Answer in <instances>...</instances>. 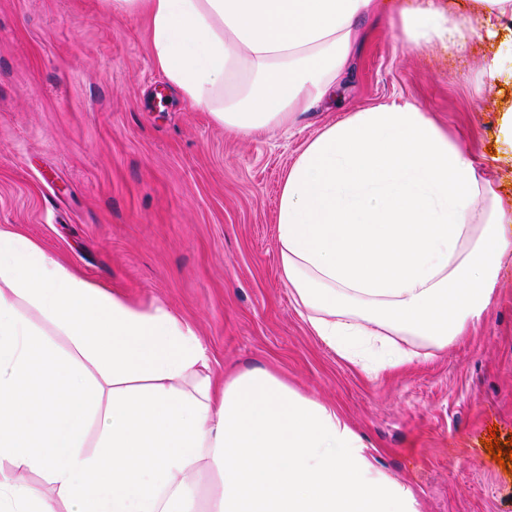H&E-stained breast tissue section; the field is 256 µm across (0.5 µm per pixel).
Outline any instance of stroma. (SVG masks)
<instances>
[{
  "label": "stroma",
  "instance_id": "35a3bbf8",
  "mask_svg": "<svg viewBox=\"0 0 512 512\" xmlns=\"http://www.w3.org/2000/svg\"><path fill=\"white\" fill-rule=\"evenodd\" d=\"M379 0L336 101L290 130L247 137L193 107L153 62L140 14L107 0H0V228L19 232L132 303L165 304L219 374L271 368L335 405L407 481L422 512H512V472L483 441L512 439V260L466 336L370 376L315 336L279 275L285 175L326 126L410 102L478 156L503 195L499 141L512 86L474 81L512 20L465 52L409 47Z\"/></svg>",
  "mask_w": 512,
  "mask_h": 512
}]
</instances>
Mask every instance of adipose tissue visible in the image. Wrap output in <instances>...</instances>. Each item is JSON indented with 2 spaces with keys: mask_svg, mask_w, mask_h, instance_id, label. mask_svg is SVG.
<instances>
[{
  "mask_svg": "<svg viewBox=\"0 0 512 512\" xmlns=\"http://www.w3.org/2000/svg\"><path fill=\"white\" fill-rule=\"evenodd\" d=\"M376 5L112 0L148 16L154 63L185 98L247 136L334 93ZM507 16L512 0H421L400 35L460 52ZM277 239L315 336L376 374L414 361L409 339L442 349L478 322L512 251V206L428 113L394 102L308 143ZM0 512L421 510L334 407L268 369L217 376L166 305H135L0 229Z\"/></svg>",
  "mask_w": 512,
  "mask_h": 512,
  "instance_id": "obj_1",
  "label": "adipose tissue"
}]
</instances>
